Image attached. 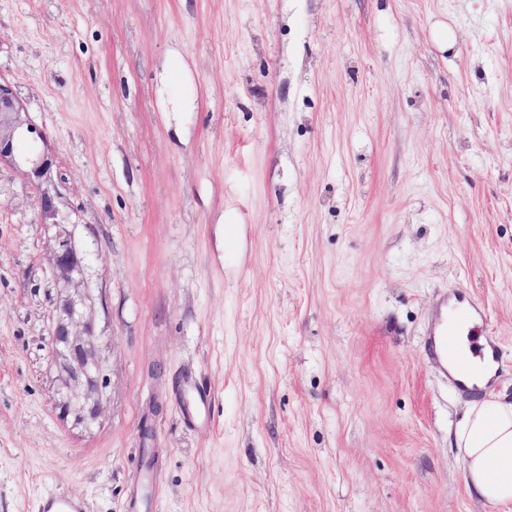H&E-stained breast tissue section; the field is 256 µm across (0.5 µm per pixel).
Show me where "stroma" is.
Instances as JSON below:
<instances>
[{"mask_svg": "<svg viewBox=\"0 0 512 512\" xmlns=\"http://www.w3.org/2000/svg\"><path fill=\"white\" fill-rule=\"evenodd\" d=\"M0 81L105 365L62 415L53 231L0 164V512H126L147 448L150 512H512L426 352L466 300L512 396V0H0ZM39 512H85L83 501L64 493L44 496L39 503Z\"/></svg>", "mask_w": 512, "mask_h": 512, "instance_id": "1", "label": "stroma"}]
</instances>
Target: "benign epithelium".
<instances>
[{
    "mask_svg": "<svg viewBox=\"0 0 512 512\" xmlns=\"http://www.w3.org/2000/svg\"><path fill=\"white\" fill-rule=\"evenodd\" d=\"M22 161L25 175L38 182L41 223L55 229L50 263L60 285L56 314L49 331L62 386L69 393L63 413L100 411L103 391L99 379L104 367L98 350L101 337L83 322L88 288L83 269L86 256L79 250L62 220L59 196L52 182L54 155L46 134L27 117L10 86L0 83V162Z\"/></svg>",
    "mask_w": 512,
    "mask_h": 512,
    "instance_id": "7a95c632",
    "label": "benign epithelium"
}]
</instances>
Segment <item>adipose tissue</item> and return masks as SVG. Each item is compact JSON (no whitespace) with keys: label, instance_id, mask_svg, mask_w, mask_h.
<instances>
[{"label":"adipose tissue","instance_id":"ef3b65f1","mask_svg":"<svg viewBox=\"0 0 512 512\" xmlns=\"http://www.w3.org/2000/svg\"><path fill=\"white\" fill-rule=\"evenodd\" d=\"M468 486L484 501L512 504V398L472 403L456 432Z\"/></svg>","mask_w":512,"mask_h":512}]
</instances>
